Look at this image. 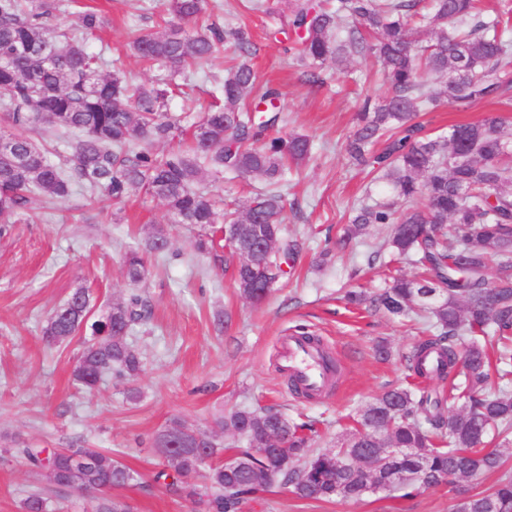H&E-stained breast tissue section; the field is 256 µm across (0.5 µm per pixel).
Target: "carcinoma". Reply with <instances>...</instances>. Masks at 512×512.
Segmentation results:
<instances>
[{
	"instance_id": "cac0c4a2",
	"label": "carcinoma",
	"mask_w": 512,
	"mask_h": 512,
	"mask_svg": "<svg viewBox=\"0 0 512 512\" xmlns=\"http://www.w3.org/2000/svg\"><path fill=\"white\" fill-rule=\"evenodd\" d=\"M480 0H431L427 12L417 0H336L331 9L300 0L292 10L296 34L291 50L317 67L340 55L370 53L382 63L388 94L364 100L357 130L348 141L353 164L378 168L391 178V198L355 209L340 241L362 238L376 224L391 225L386 244L397 256H409L418 276H390V285L370 300L387 314L414 313L429 323L432 336L404 356L409 375L445 382L462 369L464 379L430 392L398 387L359 413L358 428L334 450L310 448V422L288 420L273 410L238 409L216 426L246 441L222 464L212 463L220 449L212 436L173 420L155 439L162 468L153 482L178 498L200 501L207 512H242L257 491L287 485L304 500L362 499L387 479H403L404 488H429L457 479L498 475L480 492L458 499L454 512H512V471L496 449L512 435V141L509 121L487 116L455 124L448 134L421 135L417 113L444 102L493 99L512 80L498 75L512 42L500 33V16L483 13ZM206 0H167L170 15L195 22ZM57 9L49 0H0V91L14 127L42 124L76 137L67 164L52 162L21 132L12 150L0 153V234L28 220L31 195L63 201L73 187L98 192L104 200L135 195L156 199L172 224L199 228L194 247L218 255L208 230L220 223L240 295L263 301L270 289L252 288L255 271L272 269L275 284L281 265L296 251L282 227L285 163H301L310 142L300 135L265 136L280 119L275 93L249 108L255 75L246 61L251 41L242 28L219 34L212 27L171 26L145 32L131 43L138 58L165 72L149 88L131 86L118 72L105 74L102 58L88 49L102 26L94 12L84 13L72 33L51 35L44 18ZM431 34L419 45L417 34ZM230 42L239 61L224 77V105L203 113L186 148L158 153L154 145L172 143L177 120L167 112L175 79L186 67L209 60ZM429 73L448 76L445 89L425 80ZM253 176L264 190L240 209H220L213 195L198 187L203 171ZM168 233L155 230L142 250L125 257L127 277L147 274L148 255L167 250ZM497 277L487 276L489 262ZM90 290L77 289L49 315L43 337L49 343L84 335L73 370L79 388L90 391L104 376L129 383L142 371L138 349L128 336L151 319L140 294L93 312ZM283 444L279 457L260 453L271 438ZM29 468L44 474L59 490L92 493L85 512H130L109 495L142 479L141 473L100 448H63L50 452L27 445L5 448ZM362 460L344 466V458ZM22 512H51L49 499L33 490Z\"/></svg>"
}]
</instances>
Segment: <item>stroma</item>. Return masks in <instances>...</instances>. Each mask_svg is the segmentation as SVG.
I'll return each mask as SVG.
<instances>
[{
  "label": "stroma",
  "mask_w": 512,
  "mask_h": 512,
  "mask_svg": "<svg viewBox=\"0 0 512 512\" xmlns=\"http://www.w3.org/2000/svg\"><path fill=\"white\" fill-rule=\"evenodd\" d=\"M89 9L102 20L90 49L102 52L105 72H120L137 86L154 85L161 70L134 56L130 44L140 33L166 28V0H61L48 24L59 33L71 31L78 13ZM290 16L291 0H206L203 17L220 29L241 26L250 32L257 82L247 104L265 91L277 92L286 119L273 135H303L311 144L309 159L290 167L283 180L285 223L300 249L263 304L243 299L231 272L193 249L194 231L169 225L161 202L143 195L113 203L78 187L61 202L36 194L29 203L32 221L11 225L0 237V512H21V500L36 487L68 512H81L76 494L34 478L22 458L3 454L15 440L51 450L111 449L145 480L115 491L133 512H205L204 505L174 500L151 483L160 462L154 439L171 420L214 430L219 415L244 406L271 407L290 419L315 421L313 448L332 449L352 414L404 384L403 357L421 339L422 321L388 317L366 305L353 310L344 300L349 290L373 296L387 287L381 268L368 267L367 257L377 249L389 261V252L380 249L389 227L375 225L364 239L343 249L336 245L355 208L388 195L381 170L356 168L346 153L363 100L386 90L382 65L374 56L357 55L340 66L327 62L318 79H311L288 50ZM231 57L220 48L181 76L183 92L169 110L183 129L221 102L219 84ZM498 110L492 100L443 104L420 113L418 121L424 135L435 137L452 124ZM156 225L167 226L171 245L150 257L143 281H130L123 257L142 247ZM327 247L332 260L325 264L320 253ZM78 288L90 289L101 304L134 292L149 301L150 324L128 337L143 356L139 399L128 400L127 384L109 376L93 392L78 390L72 371L81 337L57 344L44 340L48 316ZM301 327L340 365L333 388L314 400L293 394L279 367L283 339ZM380 344L390 348L389 360L376 358ZM494 481L491 475L461 479L409 496L398 489L360 501L301 500L277 486L255 494L244 512H453L462 494Z\"/></svg>",
  "instance_id": "stroma-1"
}]
</instances>
